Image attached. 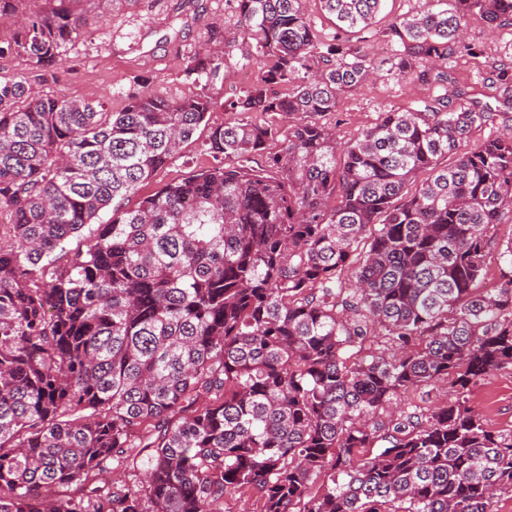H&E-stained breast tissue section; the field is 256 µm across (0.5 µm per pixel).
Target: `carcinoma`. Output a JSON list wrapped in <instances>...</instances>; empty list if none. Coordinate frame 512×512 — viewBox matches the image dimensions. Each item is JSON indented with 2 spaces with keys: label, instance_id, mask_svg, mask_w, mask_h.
<instances>
[{
  "label": "carcinoma",
  "instance_id": "1",
  "mask_svg": "<svg viewBox=\"0 0 512 512\" xmlns=\"http://www.w3.org/2000/svg\"><path fill=\"white\" fill-rule=\"evenodd\" d=\"M23 2L0 0V58L55 80L97 17ZM236 2L257 77L224 100L233 123H211L203 89L171 99L142 79L114 112L0 80V512H224L230 494L257 512H493L512 433L458 398L393 405L512 368V277L475 288L512 214V134L458 153L493 112L448 73L478 55L468 18L512 26V0H425L392 21L390 70L430 95L345 145L318 116L374 74L345 34L384 0H320L330 41L306 0ZM234 50L188 70L222 81ZM494 72L512 109V74ZM272 114L300 121L253 119ZM199 130L217 164L127 207ZM305 8L310 16L315 29L323 39H331L336 34V30L321 11L320 3L318 0H306ZM445 388V389H444ZM455 389L450 388L447 385V393L446 385L443 384L439 388L435 387H426L421 388L413 392L411 394V399L414 403L423 406L433 408L434 406L440 404L446 398L447 395L448 401L454 400L456 398Z\"/></svg>",
  "mask_w": 512,
  "mask_h": 512
}]
</instances>
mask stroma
Masks as SVG:
<instances>
[{
	"label": "stroma",
	"mask_w": 512,
	"mask_h": 512,
	"mask_svg": "<svg viewBox=\"0 0 512 512\" xmlns=\"http://www.w3.org/2000/svg\"><path fill=\"white\" fill-rule=\"evenodd\" d=\"M424 0H386L383 11L366 37L378 61H388L396 46L384 36L387 25L398 16L420 12ZM234 0H138L136 5L115 0L104 19L90 25L87 33L69 45V69L58 80L40 84L43 94L79 96L107 101L120 111L138 77L151 88L172 98L195 92L196 84L186 74L191 56L223 50L236 33ZM468 40L480 46L481 56L459 59L453 75L467 91L483 92L491 65L512 59V27H490L477 16L468 23ZM426 85L381 71L377 80L345 94L337 111L322 116L333 127L339 142L354 138L374 123L380 112L404 109L427 97ZM205 133H198L179 156L158 170L141 188L149 194L160 185L180 179L213 163L205 146ZM471 407L482 416L485 427L495 433H512V369H505L471 387L466 394Z\"/></svg>",
	"instance_id": "stroma-1"
}]
</instances>
